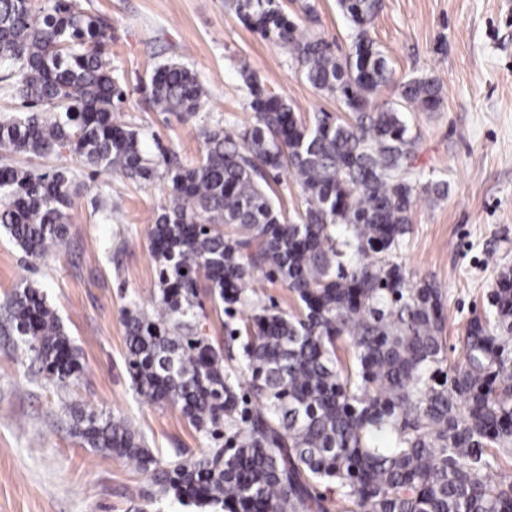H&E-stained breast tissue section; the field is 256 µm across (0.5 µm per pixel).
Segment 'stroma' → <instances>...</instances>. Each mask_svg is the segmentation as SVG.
<instances>
[{
  "mask_svg": "<svg viewBox=\"0 0 512 512\" xmlns=\"http://www.w3.org/2000/svg\"><path fill=\"white\" fill-rule=\"evenodd\" d=\"M83 11L112 27L111 66L124 84L120 121L155 136L192 164L204 152L199 128L233 116L253 123L240 67L255 71L303 117L342 114L335 97L316 92L292 65L286 49L246 28L224 0H79ZM285 12L312 35L349 51L350 30L336 0H314L318 20L307 23L303 0H281ZM371 35L394 69L383 101L413 74L442 87L437 112H413L422 178L446 180L448 196H420L399 261L414 276L439 284L448 313L450 358L473 312L483 310L501 271L512 269V0H381ZM180 61L204 90L195 118L158 112L139 90L158 64ZM13 166L43 172L66 166L68 234L60 256H26L0 231V301L17 288L44 294L77 346L84 371L66 390L40 387L16 360L13 339L0 334V512H200L159 494L150 474L116 456L84 447L71 432L64 404L86 412L131 417L150 448L165 458L190 459L206 443L167 403L136 394L127 373L125 310L148 311L158 294L150 230L165 201L166 177L141 185L107 172L92 173L79 157L29 154ZM120 206L108 214L105 199Z\"/></svg>",
  "mask_w": 512,
  "mask_h": 512,
  "instance_id": "35a3bbf8",
  "label": "stroma"
}]
</instances>
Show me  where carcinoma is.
Masks as SVG:
<instances>
[{
	"label": "carcinoma",
	"instance_id": "obj_1",
	"mask_svg": "<svg viewBox=\"0 0 512 512\" xmlns=\"http://www.w3.org/2000/svg\"><path fill=\"white\" fill-rule=\"evenodd\" d=\"M351 28L339 59L280 0H225L248 29L283 47L316 91L350 120L317 112L306 122L243 67L254 123L231 117L202 130L193 165L161 150L168 196L150 231L159 265L152 312L125 311L126 368L136 393L177 405L208 448L168 461L130 420L78 413L75 435L153 476L158 491L223 512H512V276L500 274L487 306L462 328L448 357L443 292L414 279L396 254L420 194L448 196V182H421L409 112H437L435 78L378 91L393 68L370 35L380 0H336ZM110 25L77 0H0L4 89L25 111L0 119V227L28 256L60 255L67 235V170L36 175L16 154L68 151L96 170L150 184L156 163L141 133L118 121L125 90L113 75ZM162 112L194 118L204 91L179 62L142 85ZM289 172L301 207L288 216L267 187ZM298 302L284 314L252 288L258 276ZM241 326L239 358L199 330V280ZM0 329L37 365L33 381L62 388L83 370L63 323L35 288L0 304ZM324 491H318V488Z\"/></svg>",
	"mask_w": 512,
	"mask_h": 512
}]
</instances>
